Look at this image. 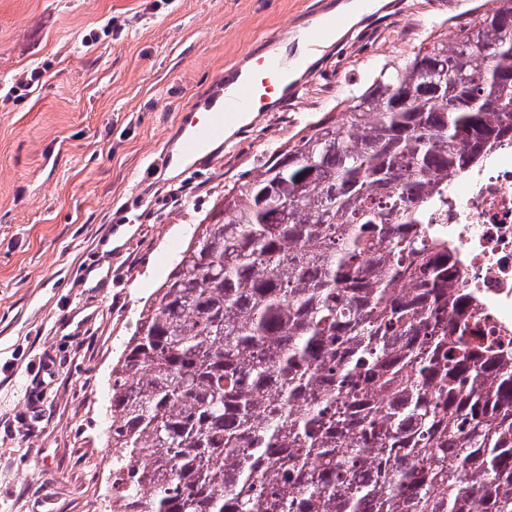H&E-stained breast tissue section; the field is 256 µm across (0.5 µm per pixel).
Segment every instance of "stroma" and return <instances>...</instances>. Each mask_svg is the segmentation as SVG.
Instances as JSON below:
<instances>
[{"label":"stroma","mask_w":512,"mask_h":512,"mask_svg":"<svg viewBox=\"0 0 512 512\" xmlns=\"http://www.w3.org/2000/svg\"><path fill=\"white\" fill-rule=\"evenodd\" d=\"M341 0H0V512H112V368L224 195L476 0H381L318 44L288 97L171 174L225 77ZM120 36L86 44L109 18Z\"/></svg>","instance_id":"1"}]
</instances>
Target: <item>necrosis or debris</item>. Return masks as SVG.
<instances>
[{
  "instance_id": "obj_1",
  "label": "necrosis or debris",
  "mask_w": 512,
  "mask_h": 512,
  "mask_svg": "<svg viewBox=\"0 0 512 512\" xmlns=\"http://www.w3.org/2000/svg\"><path fill=\"white\" fill-rule=\"evenodd\" d=\"M442 229L457 248L465 288L488 313L485 335L512 334V143L493 162L453 183Z\"/></svg>"
}]
</instances>
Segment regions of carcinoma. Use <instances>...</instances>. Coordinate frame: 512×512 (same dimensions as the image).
<instances>
[{"instance_id":"1","label":"carcinoma","mask_w":512,"mask_h":512,"mask_svg":"<svg viewBox=\"0 0 512 512\" xmlns=\"http://www.w3.org/2000/svg\"><path fill=\"white\" fill-rule=\"evenodd\" d=\"M512 0L224 187L112 367L117 512H512V341L433 226L512 141Z\"/></svg>"}]
</instances>
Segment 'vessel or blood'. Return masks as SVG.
I'll use <instances>...</instances> for the list:
<instances>
[{
  "label": "vessel or blood",
  "mask_w": 512,
  "mask_h": 512,
  "mask_svg": "<svg viewBox=\"0 0 512 512\" xmlns=\"http://www.w3.org/2000/svg\"><path fill=\"white\" fill-rule=\"evenodd\" d=\"M292 56H260L252 66L251 76L236 93L225 98L218 120L195 122L182 141L185 153L197 152L202 146L223 134L225 126L235 123L243 112L258 111L277 85L289 75Z\"/></svg>",
  "instance_id": "b4317fda"
}]
</instances>
